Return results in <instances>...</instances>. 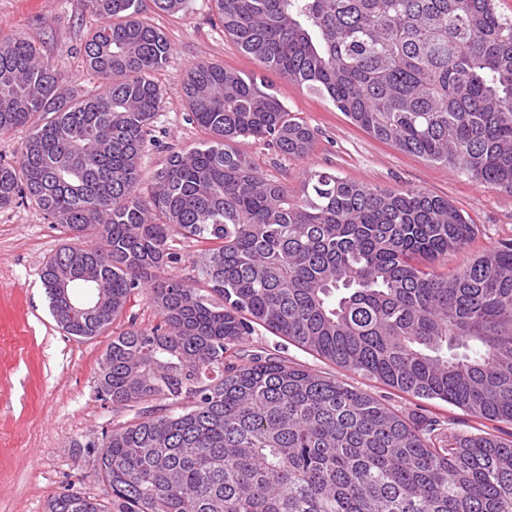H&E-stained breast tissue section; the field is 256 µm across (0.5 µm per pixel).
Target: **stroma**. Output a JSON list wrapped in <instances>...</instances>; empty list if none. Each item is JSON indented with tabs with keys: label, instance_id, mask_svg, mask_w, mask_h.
<instances>
[{
	"label": "stroma",
	"instance_id": "obj_1",
	"mask_svg": "<svg viewBox=\"0 0 512 512\" xmlns=\"http://www.w3.org/2000/svg\"><path fill=\"white\" fill-rule=\"evenodd\" d=\"M172 46L159 81L166 94L156 129L162 149L142 159L151 174L169 151L187 150L205 134L189 124L181 85L188 68L206 60L265 76L288 108L317 133L310 154L291 160L251 141L240 143L270 177L300 194L308 169L379 187H414L448 199L470 215L481 232L473 251L512 238V193L458 175L381 142L357 126L325 99L310 94L242 53L225 35L211 0H189L185 12L171 16L147 12ZM99 23L84 0H0V35L34 41L43 57L63 74L67 85L83 92L97 86L79 49ZM70 242V233L50 223L32 204L0 209V512H45L49 498L64 486L101 497L91 474L98 451L87 442L113 423L130 420L131 412L96 400L99 362L110 335L79 340L56 328L39 279L43 262ZM251 351L281 350L289 361L336 376L348 385L385 399L403 413L426 408L453 427L471 432L481 423L461 409L440 401L393 394L382 384L348 372L268 332L251 336Z\"/></svg>",
	"mask_w": 512,
	"mask_h": 512
}]
</instances>
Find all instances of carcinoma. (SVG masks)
<instances>
[{"label":"carcinoma","mask_w":512,"mask_h":512,"mask_svg":"<svg viewBox=\"0 0 512 512\" xmlns=\"http://www.w3.org/2000/svg\"><path fill=\"white\" fill-rule=\"evenodd\" d=\"M188 0H85L100 24L83 94L35 43L0 36V209L29 202L75 243L40 279L56 325L106 333L138 294L161 317L112 337L95 398L134 411L89 440L106 503L69 486L46 512H512V239L484 252L447 199L324 170L301 194L232 143L302 159L315 130L265 79L199 61L181 86L208 139L141 160L171 44L142 14ZM239 49L375 139L512 193V16L496 0H213ZM195 246L191 277L158 280ZM465 260L448 275L436 265ZM67 292H62V289ZM87 311L79 313L78 305ZM490 423L479 434L275 353L259 330ZM29 131L28 127H20L14 131L0 134V157L5 161L15 160L17 150Z\"/></svg>","instance_id":"obj_1"}]
</instances>
